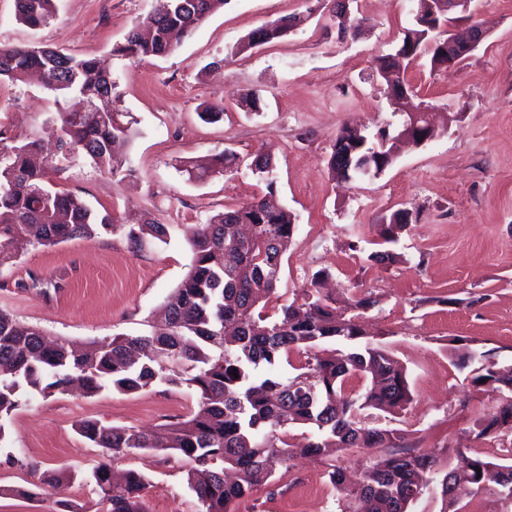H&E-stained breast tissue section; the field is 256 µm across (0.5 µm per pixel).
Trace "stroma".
Segmentation results:
<instances>
[{
  "label": "stroma",
  "mask_w": 512,
  "mask_h": 512,
  "mask_svg": "<svg viewBox=\"0 0 512 512\" xmlns=\"http://www.w3.org/2000/svg\"><path fill=\"white\" fill-rule=\"evenodd\" d=\"M151 6L57 0L53 18L31 29L17 21L15 0H0V47L29 43L97 57L112 73L113 110L126 113L134 130L120 173L80 157L50 172L51 185L122 223L149 216L175 227L164 242L101 232L27 247L0 265V309L79 346L147 333L191 263L186 228L265 194V182L249 168L264 151L273 158L277 202L296 224L280 294L302 296L323 272L339 306L375 297L357 320L407 372L409 403L396 416L376 412L377 426L451 460L462 447L488 455L512 448V432L475 439L478 420L507 395L472 382L480 367H512V0H472L467 12L451 11V31L480 23L489 34L454 68H431L425 57L407 67L408 105L430 113L433 136L418 146L398 138L381 174L343 183L328 170L343 127H358L371 141L380 129L398 137L403 128L406 115L392 104L377 66L413 28L417 0H353L361 27L344 40L317 0H228L168 56L114 54ZM284 16L302 23L281 41L244 48L252 31ZM249 94L260 97V111L241 108ZM206 103L223 104L220 121L199 117ZM58 110L37 85L0 83L6 143L37 140L53 149ZM222 152L233 156L224 174L195 181L183 170L184 161ZM402 209L420 218L393 245L396 262L370 261L381 225ZM19 400L0 421V512H63L67 500L79 512H107L90 481L102 463L147 475L148 512H160L168 499L178 512H198L187 482L190 460H115L77 432L84 420L156 430L197 410L194 390L158 383L135 393L108 386L89 396L26 386ZM377 455L366 448L329 461L295 455L287 475L255 485L234 512H288L292 502L297 512H339L329 466L359 476ZM63 468L75 473L70 486L45 479Z\"/></svg>",
  "instance_id": "stroma-1"
}]
</instances>
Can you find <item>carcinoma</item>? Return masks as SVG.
Masks as SVG:
<instances>
[{
  "label": "carcinoma",
  "instance_id": "cac0c4a2",
  "mask_svg": "<svg viewBox=\"0 0 512 512\" xmlns=\"http://www.w3.org/2000/svg\"><path fill=\"white\" fill-rule=\"evenodd\" d=\"M226 0H154L152 9L129 31L113 52L132 59L163 57L173 51L170 35L189 34L201 26ZM56 10V0H16V18L36 29ZM448 20L442 0H419L416 28L408 31L399 48L412 62L429 56L432 68L446 55L445 39L436 35ZM294 17L280 18L248 35L246 44H266L289 33ZM152 30L145 38L140 28ZM386 86L405 88L401 67L379 62ZM36 83L57 98L79 95L83 112L65 110L57 117L59 170L84 154L101 169L120 172L125 149L133 136L122 112L100 109L96 102L112 95V76L93 56H75L50 47H0V80ZM381 134L378 149L351 140L350 158L332 152L329 168L338 177L378 175L392 160ZM41 149L32 140L0 151V263L13 259L18 245L28 241L29 228L40 226L37 244L51 247L75 237H91L98 230L119 231L110 213L97 214L78 195L52 190L43 171L31 161ZM189 178L204 180L224 171V156L184 164ZM271 159L258 154L251 163L254 174L269 179ZM381 232L396 240L413 220L399 210ZM252 226L244 236L239 225ZM296 229L286 210L254 199L213 215L197 230L189 245L191 264L173 290L161 328L148 334L117 335L90 351H76L64 339L51 340L42 330L0 311V417L19 405L22 385L42 391L64 390L79 382L89 395L108 379L120 392H136L155 383L187 386L199 396L198 409L187 416L145 432L86 420L79 434L119 459L152 452L167 459L187 457L196 467L188 483L202 505L201 512H230L229 506L249 496L258 476L286 474L294 449L289 427L304 425L312 436L301 452L328 458L348 448L388 449L386 457L360 481H350L340 467L327 475L336 490L341 512H410L426 492L440 499V512H460L458 491H491L512 501V464L473 453L468 467L455 469L431 452H420L397 442L394 431L369 426V410L394 414L411 399L406 371L385 349L368 342L361 350L338 353L325 349L326 341L364 337L361 328L336 308V300L310 283L303 303L281 302L278 283L281 262ZM173 227L149 220L127 231L138 242L146 236L160 241ZM280 304L275 315L269 305ZM306 354L298 373L282 378L275 365L291 352ZM52 382L44 385L45 376ZM353 378L365 380L359 391L347 387ZM484 382L512 393V370L476 372L473 383ZM512 430V398L479 424L476 438L485 439ZM108 512H145L142 492L146 477L131 470L123 485L115 487L110 468L99 465L92 473Z\"/></svg>",
  "mask_w": 512,
  "mask_h": 512
}]
</instances>
